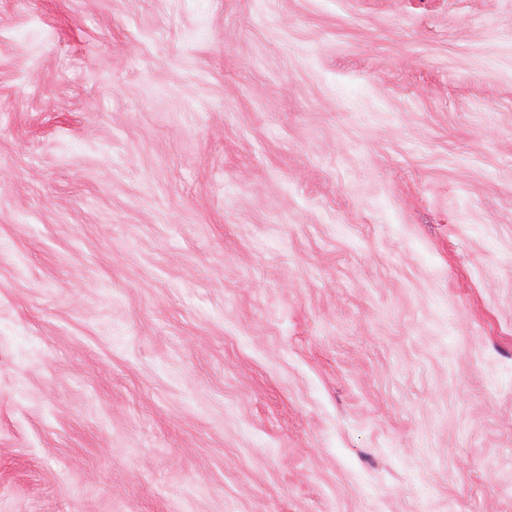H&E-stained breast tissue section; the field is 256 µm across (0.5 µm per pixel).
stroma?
Returning a JSON list of instances; mask_svg holds the SVG:
<instances>
[{
    "mask_svg": "<svg viewBox=\"0 0 512 512\" xmlns=\"http://www.w3.org/2000/svg\"><path fill=\"white\" fill-rule=\"evenodd\" d=\"M0 512H512V0H0Z\"/></svg>",
    "mask_w": 512,
    "mask_h": 512,
    "instance_id": "obj_1",
    "label": "stroma"
}]
</instances>
